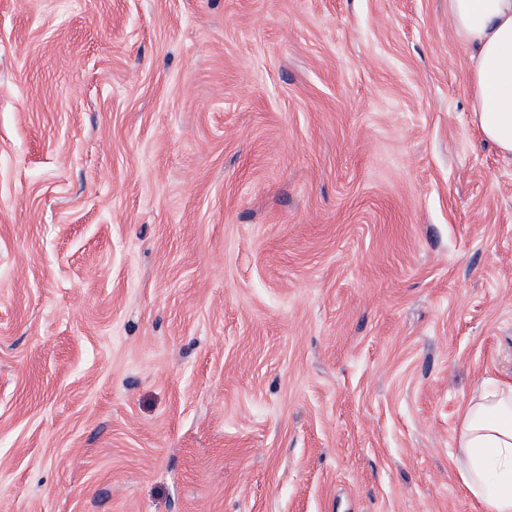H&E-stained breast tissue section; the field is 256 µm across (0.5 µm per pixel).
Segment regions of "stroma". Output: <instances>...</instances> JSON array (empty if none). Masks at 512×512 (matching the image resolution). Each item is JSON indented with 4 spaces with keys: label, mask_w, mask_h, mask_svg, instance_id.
I'll use <instances>...</instances> for the list:
<instances>
[{
    "label": "stroma",
    "mask_w": 512,
    "mask_h": 512,
    "mask_svg": "<svg viewBox=\"0 0 512 512\" xmlns=\"http://www.w3.org/2000/svg\"><path fill=\"white\" fill-rule=\"evenodd\" d=\"M471 110L448 0H0V512H480Z\"/></svg>",
    "instance_id": "stroma-1"
}]
</instances>
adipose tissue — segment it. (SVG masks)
<instances>
[{"label": "adipose tissue", "instance_id": "ef3b65f1", "mask_svg": "<svg viewBox=\"0 0 512 512\" xmlns=\"http://www.w3.org/2000/svg\"><path fill=\"white\" fill-rule=\"evenodd\" d=\"M471 50L473 121L512 155V0H448ZM464 487L483 512H512V383L481 385L465 402L456 435Z\"/></svg>", "mask_w": 512, "mask_h": 512}]
</instances>
